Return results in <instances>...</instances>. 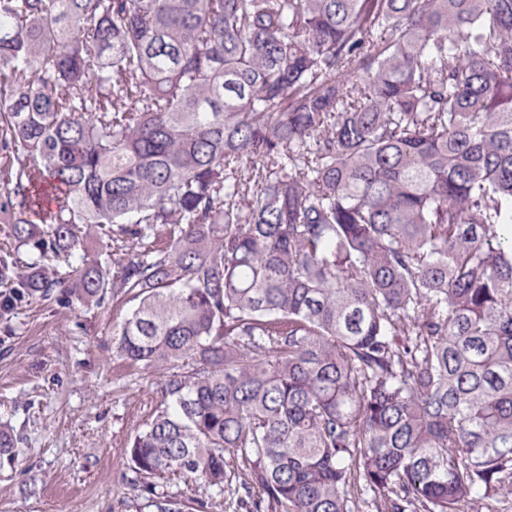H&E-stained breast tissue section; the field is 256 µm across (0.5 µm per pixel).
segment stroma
I'll list each match as a JSON object with an SVG mask.
<instances>
[{
    "label": "stroma",
    "mask_w": 512,
    "mask_h": 512,
    "mask_svg": "<svg viewBox=\"0 0 512 512\" xmlns=\"http://www.w3.org/2000/svg\"><path fill=\"white\" fill-rule=\"evenodd\" d=\"M124 308L33 295L0 311V512H146L125 444L160 393L114 362Z\"/></svg>",
    "instance_id": "35a3bbf8"
}]
</instances>
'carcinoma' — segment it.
Here are the masks:
<instances>
[{
  "mask_svg": "<svg viewBox=\"0 0 512 512\" xmlns=\"http://www.w3.org/2000/svg\"><path fill=\"white\" fill-rule=\"evenodd\" d=\"M0 223L135 303L155 512L512 501V0H0ZM161 489L168 491L189 503V498L206 499L212 494V491L206 488L201 480H194L180 476H171L167 480L160 481Z\"/></svg>",
  "mask_w": 512,
  "mask_h": 512,
  "instance_id": "cac0c4a2",
  "label": "carcinoma"
}]
</instances>
